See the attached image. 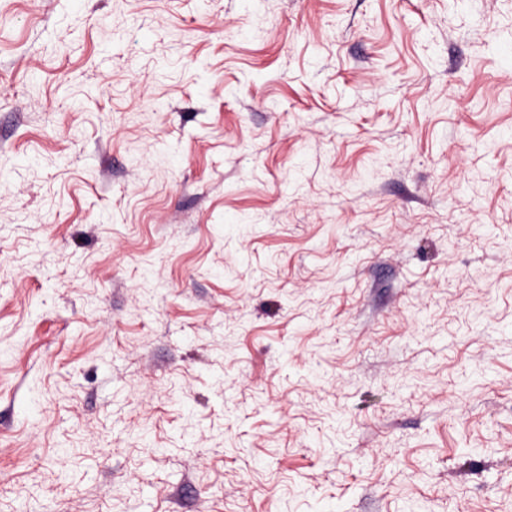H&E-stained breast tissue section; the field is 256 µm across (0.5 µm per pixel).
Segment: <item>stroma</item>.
Instances as JSON below:
<instances>
[{
  "mask_svg": "<svg viewBox=\"0 0 512 512\" xmlns=\"http://www.w3.org/2000/svg\"><path fill=\"white\" fill-rule=\"evenodd\" d=\"M0 512H512V0H0Z\"/></svg>",
  "mask_w": 512,
  "mask_h": 512,
  "instance_id": "obj_1",
  "label": "stroma"
}]
</instances>
